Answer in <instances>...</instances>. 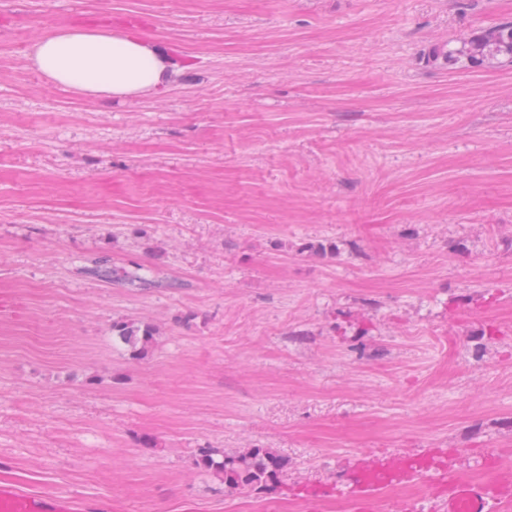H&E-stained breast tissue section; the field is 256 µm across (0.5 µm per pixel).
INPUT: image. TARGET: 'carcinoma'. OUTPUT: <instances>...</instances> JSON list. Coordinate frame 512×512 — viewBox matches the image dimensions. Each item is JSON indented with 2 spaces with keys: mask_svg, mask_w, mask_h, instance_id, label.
Masks as SVG:
<instances>
[{
  "mask_svg": "<svg viewBox=\"0 0 512 512\" xmlns=\"http://www.w3.org/2000/svg\"><path fill=\"white\" fill-rule=\"evenodd\" d=\"M446 59L454 64L461 59L477 65L512 62V21H503L473 33L461 42L460 47L448 51ZM94 272L103 278L110 277L114 281L130 280L144 285L149 284V279L145 275L129 272L122 267L109 269L98 264ZM112 332L126 343L140 342L144 347L152 343L154 337L149 325L139 328L129 324L115 323L112 325ZM200 462L204 467L223 474L224 485L254 490L269 486L284 467L282 459L266 448H249L235 456H225L220 461L203 453Z\"/></svg>",
  "mask_w": 512,
  "mask_h": 512,
  "instance_id": "obj_1",
  "label": "carcinoma"
}]
</instances>
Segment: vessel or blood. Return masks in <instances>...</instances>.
Returning <instances> with one entry per match:
<instances>
[{"mask_svg":"<svg viewBox=\"0 0 512 512\" xmlns=\"http://www.w3.org/2000/svg\"><path fill=\"white\" fill-rule=\"evenodd\" d=\"M456 451L434 448H380L356 459L338 483L327 489L304 491L309 512H319L323 495L346 502L350 512H379L388 489L424 482L431 512H503L512 505V465L498 451H485L491 470L478 482L456 478ZM106 502L88 504L74 498L29 494L16 486L0 485V512H107Z\"/></svg>","mask_w":512,"mask_h":512,"instance_id":"obj_1","label":"vessel or blood"}]
</instances>
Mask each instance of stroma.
Listing matches in <instances>:
<instances>
[{
  "label": "stroma",
  "instance_id": "1",
  "mask_svg": "<svg viewBox=\"0 0 512 512\" xmlns=\"http://www.w3.org/2000/svg\"><path fill=\"white\" fill-rule=\"evenodd\" d=\"M512 0H0V481L114 512H305L378 448L512 451ZM156 43L86 98L58 25ZM143 266L142 288L84 274ZM147 324V350L112 326ZM266 448L262 490L203 468ZM446 59L453 64L460 59L477 65L512 62V21L473 33L459 48L448 50ZM28 59L49 82L95 98L158 92L175 75L150 42L105 28L57 26L32 45Z\"/></svg>",
  "mask_w": 512,
  "mask_h": 512
}]
</instances>
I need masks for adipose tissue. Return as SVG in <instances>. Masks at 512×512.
I'll return each instance as SVG.
<instances>
[{
  "label": "adipose tissue",
  "mask_w": 512,
  "mask_h": 512,
  "mask_svg": "<svg viewBox=\"0 0 512 512\" xmlns=\"http://www.w3.org/2000/svg\"><path fill=\"white\" fill-rule=\"evenodd\" d=\"M28 59L49 82L88 97L128 99L174 80L166 56L150 42L105 28L55 27L32 45Z\"/></svg>",
  "instance_id": "obj_1"
}]
</instances>
